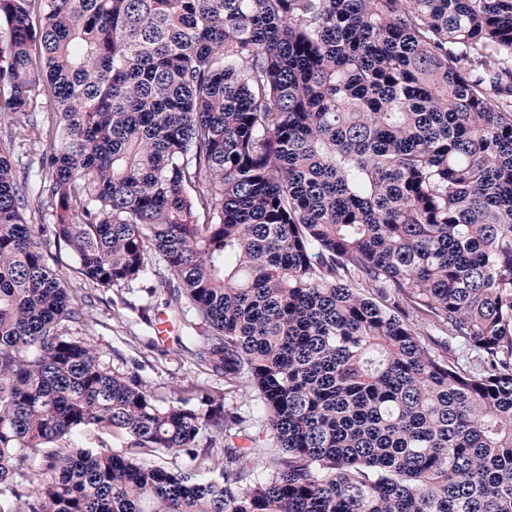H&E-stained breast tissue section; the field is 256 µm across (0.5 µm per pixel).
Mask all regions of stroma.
<instances>
[{"label": "stroma", "mask_w": 512, "mask_h": 512, "mask_svg": "<svg viewBox=\"0 0 512 512\" xmlns=\"http://www.w3.org/2000/svg\"><path fill=\"white\" fill-rule=\"evenodd\" d=\"M71 286L78 297L90 300V323L75 330L74 335L90 340L99 349L100 363L110 373L140 377L159 393L173 386L204 383L226 406H246L245 395L232 392L223 377L208 374L186 350L187 341L201 337L193 310L174 317L179 336L175 342L158 340L155 324L142 318L143 308L156 313L167 309L169 293L158 279L145 278L107 291L77 280Z\"/></svg>", "instance_id": "1"}]
</instances>
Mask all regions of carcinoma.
I'll return each mask as SVG.
<instances>
[{
  "mask_svg": "<svg viewBox=\"0 0 512 512\" xmlns=\"http://www.w3.org/2000/svg\"><path fill=\"white\" fill-rule=\"evenodd\" d=\"M5 115L0 512H512V0H0ZM47 235L194 310L270 477L72 336ZM256 428L252 429L254 434H257L260 429V447L255 448V453L252 455L253 459L248 463V467L253 471L255 477H266L269 471H266L264 464L274 457H282V452L279 448H271L272 444L268 442V430L265 423L258 424ZM262 425V426H261Z\"/></svg>",
  "mask_w": 512,
  "mask_h": 512,
  "instance_id": "carcinoma-1",
  "label": "carcinoma"
}]
</instances>
